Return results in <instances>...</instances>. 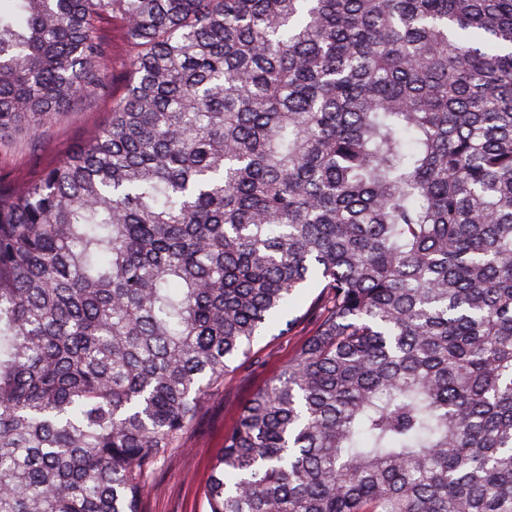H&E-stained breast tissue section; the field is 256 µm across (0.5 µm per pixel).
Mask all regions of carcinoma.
<instances>
[{
	"instance_id": "cac0c4a2",
	"label": "carcinoma",
	"mask_w": 512,
	"mask_h": 512,
	"mask_svg": "<svg viewBox=\"0 0 512 512\" xmlns=\"http://www.w3.org/2000/svg\"><path fill=\"white\" fill-rule=\"evenodd\" d=\"M84 93L0 187V512H142L312 284L207 512H512V0H0V134ZM109 36L112 38L113 47V94L121 95L125 90L129 78V72L126 64L131 50L118 30H112V32L109 33ZM110 118L109 102L86 95L64 107L40 137L13 131L0 144V177L9 186L36 179L60 159L86 145Z\"/></svg>"
}]
</instances>
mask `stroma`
Instances as JSON below:
<instances>
[{
  "label": "stroma",
  "mask_w": 512,
  "mask_h": 512,
  "mask_svg": "<svg viewBox=\"0 0 512 512\" xmlns=\"http://www.w3.org/2000/svg\"><path fill=\"white\" fill-rule=\"evenodd\" d=\"M110 118V105L86 95L61 109L40 137L17 130L0 138V180L18 186L36 179L60 159L86 145ZM312 327L299 324L292 333L266 336L254 346L255 364L229 373L224 385L207 400L195 426L180 447L170 449L150 478L144 512H206L202 487L224 448V436L237 424L244 406L257 390L291 359Z\"/></svg>",
  "instance_id": "obj_1"
}]
</instances>
